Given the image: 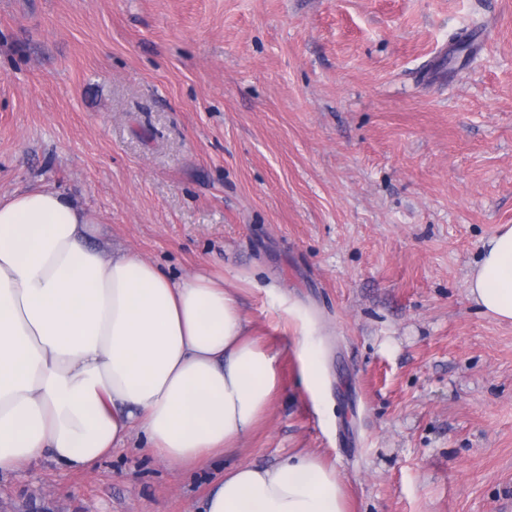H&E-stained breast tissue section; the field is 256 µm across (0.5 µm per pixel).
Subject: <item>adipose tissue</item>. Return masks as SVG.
Segmentation results:
<instances>
[{"label": "adipose tissue", "mask_w": 512, "mask_h": 512, "mask_svg": "<svg viewBox=\"0 0 512 512\" xmlns=\"http://www.w3.org/2000/svg\"><path fill=\"white\" fill-rule=\"evenodd\" d=\"M100 224L61 192L0 198V475L48 458L80 471L126 442L189 469L249 436L279 386L222 277L176 280L90 246ZM512 322V225L485 241L468 281ZM201 512H347L334 468L296 454L223 472Z\"/></svg>", "instance_id": "1"}]
</instances>
